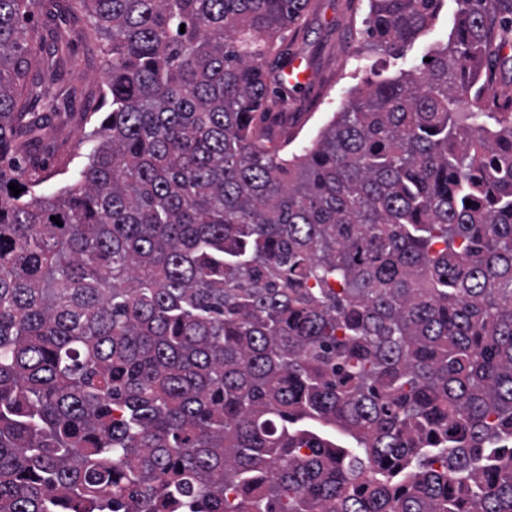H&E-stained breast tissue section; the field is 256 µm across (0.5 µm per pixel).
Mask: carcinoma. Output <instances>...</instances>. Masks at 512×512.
Segmentation results:
<instances>
[{
  "instance_id": "cac0c4a2",
  "label": "carcinoma",
  "mask_w": 512,
  "mask_h": 512,
  "mask_svg": "<svg viewBox=\"0 0 512 512\" xmlns=\"http://www.w3.org/2000/svg\"><path fill=\"white\" fill-rule=\"evenodd\" d=\"M311 2L0 0V512H512V93L460 111L512 0L290 155ZM77 38L106 110L45 194Z\"/></svg>"
}]
</instances>
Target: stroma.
<instances>
[{"mask_svg":"<svg viewBox=\"0 0 512 512\" xmlns=\"http://www.w3.org/2000/svg\"><path fill=\"white\" fill-rule=\"evenodd\" d=\"M368 10L367 0H313L304 30L291 40L296 69L304 78L291 106L295 114L293 148L309 144L317 129L346 105L352 90L363 81L378 73L394 76L419 65L428 49L445 43L454 25L457 4L446 0L436 24L402 56L361 53ZM75 50L81 64L73 71L71 81L83 92L70 103L74 119L53 139L61 154L69 158L73 171L85 163L88 152L81 116L99 107L96 91L102 82L99 57L81 41L76 42Z\"/></svg>","mask_w":512,"mask_h":512,"instance_id":"obj_1","label":"stroma"}]
</instances>
